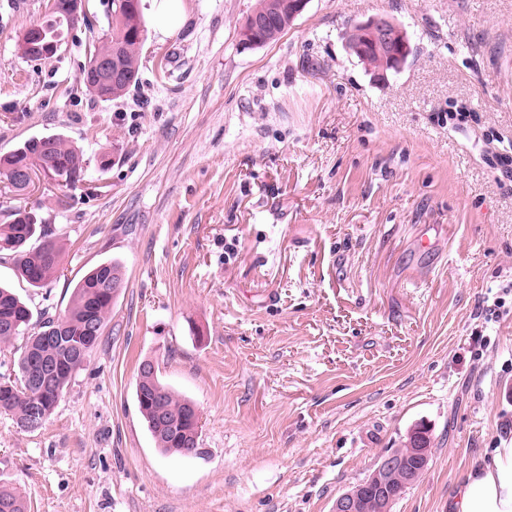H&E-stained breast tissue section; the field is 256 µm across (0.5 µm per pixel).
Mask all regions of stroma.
Segmentation results:
<instances>
[{
	"instance_id": "stroma-1",
	"label": "stroma",
	"mask_w": 512,
	"mask_h": 512,
	"mask_svg": "<svg viewBox=\"0 0 512 512\" xmlns=\"http://www.w3.org/2000/svg\"><path fill=\"white\" fill-rule=\"evenodd\" d=\"M143 2L140 81L102 101L78 66L107 0L49 62L17 50L42 0H0V155L59 135L87 159L77 187L0 196L64 248L44 287L8 256L0 284L61 312L93 267L126 273L43 427L0 414V480L29 512H332L422 424L428 467L391 512H448L512 441V0H310L254 49L257 0H178L165 34ZM376 14L413 47L382 82L342 39ZM147 360L197 404L203 457L156 447Z\"/></svg>"
}]
</instances>
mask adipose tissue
<instances>
[{"label":"adipose tissue","instance_id":"obj_1","mask_svg":"<svg viewBox=\"0 0 512 512\" xmlns=\"http://www.w3.org/2000/svg\"><path fill=\"white\" fill-rule=\"evenodd\" d=\"M448 512H512V445L493 449L461 477Z\"/></svg>","mask_w":512,"mask_h":512}]
</instances>
